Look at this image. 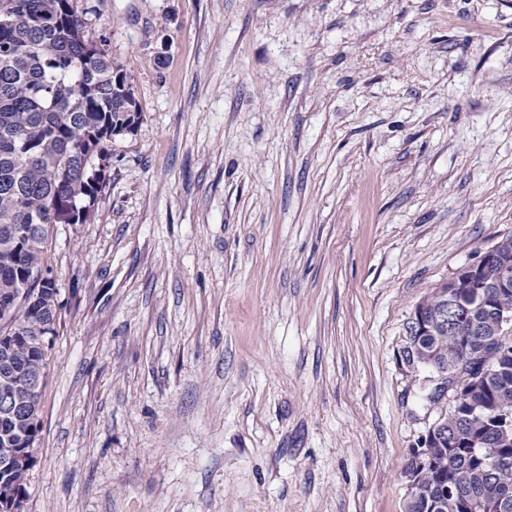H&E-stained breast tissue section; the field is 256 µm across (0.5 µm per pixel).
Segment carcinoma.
<instances>
[{
    "label": "carcinoma",
    "instance_id": "carcinoma-1",
    "mask_svg": "<svg viewBox=\"0 0 512 512\" xmlns=\"http://www.w3.org/2000/svg\"><path fill=\"white\" fill-rule=\"evenodd\" d=\"M85 14L73 0H0V309L16 320L0 325V512H22L29 471L39 442L42 395L26 380L45 376L49 340L55 333L57 289L53 279L34 280L47 266V242L55 224H81L94 213L107 142L137 127L141 112L132 78L114 64L105 41L85 39ZM26 295L19 306L15 300ZM491 313L476 309L453 328L438 326L425 341L406 336L407 372L415 379L433 365L451 366L476 323ZM474 363L484 371L471 400L448 412V428L460 434L430 449L435 466L423 470L409 459L404 473L419 489L406 512H466L467 497L512 500V462L492 466L472 443L492 437L497 419L512 413V335L476 344ZM461 491L435 503L424 489L443 480Z\"/></svg>",
    "mask_w": 512,
    "mask_h": 512
}]
</instances>
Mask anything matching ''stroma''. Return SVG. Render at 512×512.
<instances>
[{
	"mask_svg": "<svg viewBox=\"0 0 512 512\" xmlns=\"http://www.w3.org/2000/svg\"><path fill=\"white\" fill-rule=\"evenodd\" d=\"M134 77L23 512H404L418 304L512 236V0H78Z\"/></svg>",
	"mask_w": 512,
	"mask_h": 512,
	"instance_id": "obj_1",
	"label": "stroma"
}]
</instances>
